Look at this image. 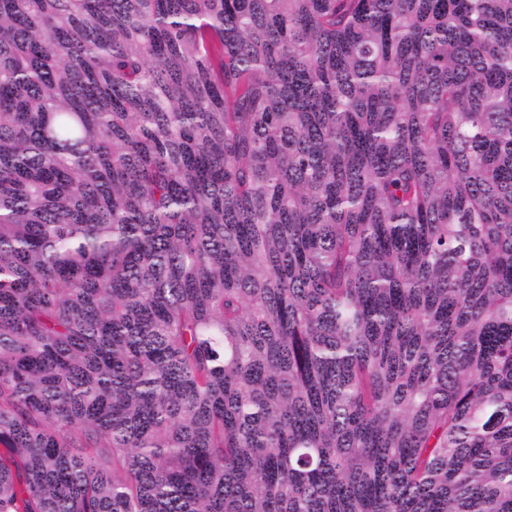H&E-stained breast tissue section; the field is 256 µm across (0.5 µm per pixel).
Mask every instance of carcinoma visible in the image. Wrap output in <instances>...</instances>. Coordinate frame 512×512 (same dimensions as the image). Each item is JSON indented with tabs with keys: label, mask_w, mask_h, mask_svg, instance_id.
Masks as SVG:
<instances>
[{
	"label": "carcinoma",
	"mask_w": 512,
	"mask_h": 512,
	"mask_svg": "<svg viewBox=\"0 0 512 512\" xmlns=\"http://www.w3.org/2000/svg\"><path fill=\"white\" fill-rule=\"evenodd\" d=\"M0 512H512V0H0Z\"/></svg>",
	"instance_id": "obj_1"
}]
</instances>
